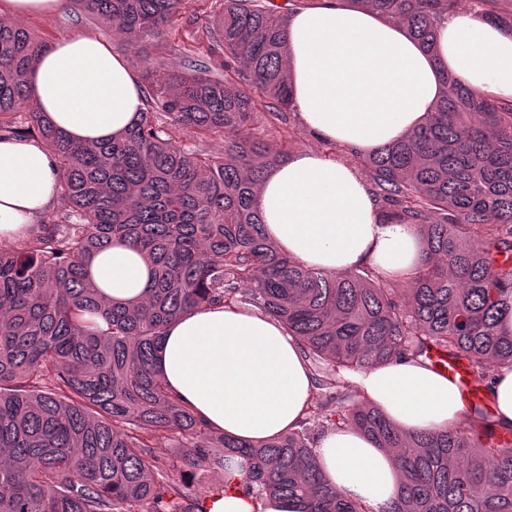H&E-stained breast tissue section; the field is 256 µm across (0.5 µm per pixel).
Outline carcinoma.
<instances>
[{"mask_svg":"<svg viewBox=\"0 0 512 512\" xmlns=\"http://www.w3.org/2000/svg\"><path fill=\"white\" fill-rule=\"evenodd\" d=\"M407 25L426 48L456 0H350ZM512 32V11L478 0ZM121 47L175 45L181 0H74ZM286 15L270 0H224L207 53L224 77L184 55L146 66V108L100 144L51 126L28 93L43 41L0 21V137L38 141L61 174V221L0 248V512H203L178 463L236 471L259 494L302 496L314 512H370L323 478L315 448L353 426L401 471L384 512H512V446L488 407L466 421L406 432L355 399L342 372L437 350L484 388L512 368V103L444 78L425 124L362 158L384 224L419 228L426 256L406 294L367 265L308 268L264 232L257 202L286 141L263 138L261 109H291ZM190 129L196 140L181 143ZM117 241L153 268L137 304L111 303L89 266ZM250 307L301 343L315 389L298 428L261 444L212 431L154 366L167 327L205 305ZM321 423L310 427L311 418ZM183 500L176 508L171 496Z\"/></svg>","mask_w":512,"mask_h":512,"instance_id":"cac0c4a2","label":"carcinoma"}]
</instances>
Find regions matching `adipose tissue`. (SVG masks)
Returning <instances> with one entry per match:
<instances>
[{
    "label": "adipose tissue",
    "mask_w": 512,
    "mask_h": 512,
    "mask_svg": "<svg viewBox=\"0 0 512 512\" xmlns=\"http://www.w3.org/2000/svg\"><path fill=\"white\" fill-rule=\"evenodd\" d=\"M428 51L406 25L348 0H318L286 19L291 106L324 143L364 157L418 129L442 95L445 75L512 100V35L479 14L454 11L435 25ZM29 92L44 119L87 143L122 134L145 106L137 70L92 33L43 48ZM60 173L30 139L0 140V241L26 237L60 191ZM266 235L284 254L331 273L361 265L403 275L423 259L419 232L384 224L358 170L316 151L273 166L258 191ZM91 272L104 297H144L150 269L135 247L113 245ZM157 370L170 392L214 431L254 442L296 428L314 383L298 339L281 323L240 307L192 309L167 331ZM361 397L408 431L459 423L457 386L421 361L402 359L349 374ZM323 475L345 497L383 512L397 490L391 452L358 429L331 430L316 445ZM309 502L239 489L207 500L205 512H309Z\"/></svg>",
    "instance_id": "adipose-tissue-1"
}]
</instances>
